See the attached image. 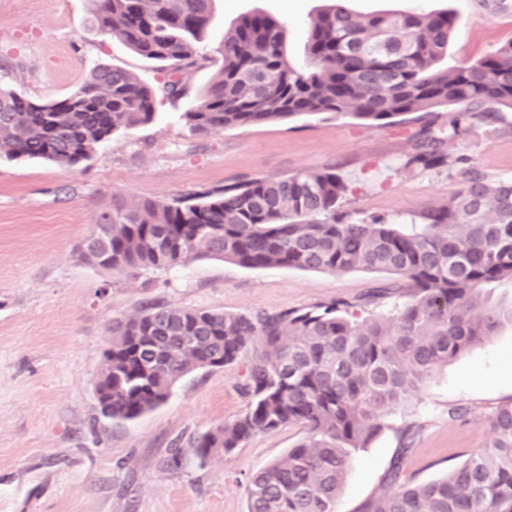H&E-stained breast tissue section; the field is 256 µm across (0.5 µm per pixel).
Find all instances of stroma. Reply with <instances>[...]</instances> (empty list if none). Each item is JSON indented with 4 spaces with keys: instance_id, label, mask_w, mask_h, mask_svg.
Listing matches in <instances>:
<instances>
[{
    "instance_id": "35a3bbf8",
    "label": "stroma",
    "mask_w": 512,
    "mask_h": 512,
    "mask_svg": "<svg viewBox=\"0 0 512 512\" xmlns=\"http://www.w3.org/2000/svg\"><path fill=\"white\" fill-rule=\"evenodd\" d=\"M326 0H214L199 44L208 60L183 70L185 98L159 99L153 121L113 136L76 166L0 160V512H247L246 486L259 469L304 436L300 427L259 433L228 454L197 457L172 444L242 414L240 384L261 351L195 371L168 399L129 422L104 419L95 385L112 343V322L149 301L175 308L253 314L354 300L390 274L252 269L197 259L165 272L119 275L80 258V246L113 195L169 201L190 190L245 177L278 179L337 167L349 183L344 211L380 217L412 231L447 200L466 166L496 181L512 177V110L475 123L459 150L463 164L407 169L414 122L369 127L321 114L284 122L190 134L180 118L216 78L212 63L225 32L242 15L263 13L286 27L291 61L307 68L305 44ZM353 17L452 10L457 22L447 65L473 63L512 42V0H347ZM89 0H0V84L38 100L76 91L96 63L157 86V65L119 40L90 29ZM512 400V326L438 366L369 444L356 450L336 512H356L375 492L401 446L400 428L419 434L406 462L418 481L439 478L489 441L487 419ZM467 409L465 420L449 407Z\"/></svg>"
}]
</instances>
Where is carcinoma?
<instances>
[{
	"label": "carcinoma",
	"mask_w": 512,
	"mask_h": 512,
	"mask_svg": "<svg viewBox=\"0 0 512 512\" xmlns=\"http://www.w3.org/2000/svg\"><path fill=\"white\" fill-rule=\"evenodd\" d=\"M90 5L96 33L156 62L162 85L99 63L77 91L56 100L0 86V159L87 161L113 135L150 123L158 95L182 99L181 72L209 60L197 44L213 0ZM454 25L450 11L361 22L344 0H332L309 29L311 70L302 71L288 59L283 24L245 16L216 49L217 79L181 118L196 135L324 113L395 125L420 112L426 121L413 133L416 146L404 167L461 162L458 142L472 125L494 118L496 106L512 110V41L448 69L441 62ZM444 106L460 107L446 129L430 119ZM348 191L342 175L325 168L245 179L170 202L128 203L114 195L97 216L100 234L81 250L86 262L92 249L102 250L97 266L126 275L211 258L255 269L396 276L357 301L254 315L150 302L140 315L112 324L99 378L100 410L112 420L155 408L192 371L231 364L262 338V352L243 375L247 410L189 441L205 460L260 432L304 429L298 444L251 476L248 512H336L351 451L366 447L436 367L512 323V307L480 302L484 286L512 282V178L489 181L460 168L448 202L425 213L426 224L413 234L382 218L352 219L340 210ZM372 305L388 312L361 315ZM487 426V447L422 483L405 470L416 431L401 429L402 446L360 512H512V401L497 406Z\"/></svg>",
	"instance_id": "carcinoma-1"
}]
</instances>
